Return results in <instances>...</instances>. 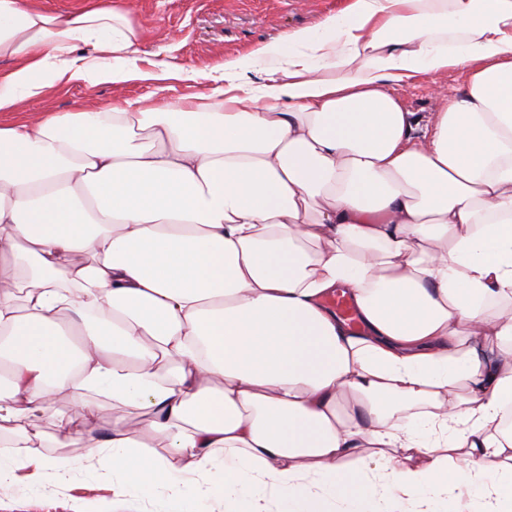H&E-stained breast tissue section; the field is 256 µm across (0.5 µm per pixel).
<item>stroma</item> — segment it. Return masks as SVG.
Listing matches in <instances>:
<instances>
[{"label": "stroma", "mask_w": 512, "mask_h": 512, "mask_svg": "<svg viewBox=\"0 0 512 512\" xmlns=\"http://www.w3.org/2000/svg\"><path fill=\"white\" fill-rule=\"evenodd\" d=\"M347 0H136L132 22L144 31V56L164 70L161 80L136 79L124 84L76 81L45 96L19 104L0 120H35L47 112H75L109 102L144 100L146 105L186 104L212 94L214 81L203 72L237 59L260 45L285 38L288 32L316 26ZM459 93L462 74L418 75L390 86L410 111L427 116L440 111L432 82ZM0 512H113L112 481L87 468L61 479L44 474L31 484L20 479L0 488Z\"/></svg>", "instance_id": "35a3bbf8"}]
</instances>
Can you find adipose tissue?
Here are the masks:
<instances>
[{"label": "adipose tissue", "mask_w": 512, "mask_h": 512, "mask_svg": "<svg viewBox=\"0 0 512 512\" xmlns=\"http://www.w3.org/2000/svg\"><path fill=\"white\" fill-rule=\"evenodd\" d=\"M140 43L111 0H0V112L143 77ZM451 70L427 123L385 88ZM212 79L0 122V484L93 459L152 512H512V0H349ZM122 414V409L112 407L111 401L102 400L95 421L88 426H80L83 430L82 435L85 444L91 447L95 446L99 438L112 425V418L119 417Z\"/></svg>", "instance_id": "obj_1"}]
</instances>
